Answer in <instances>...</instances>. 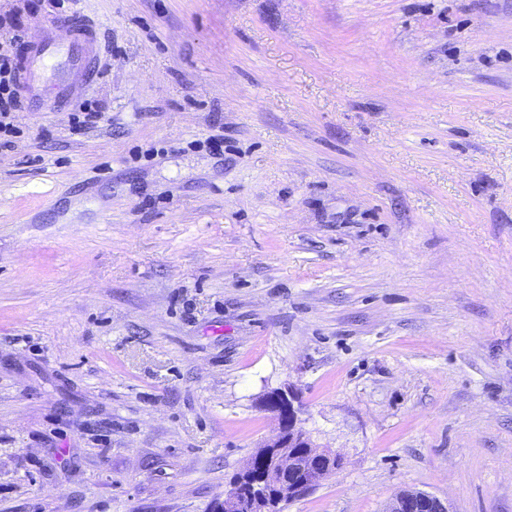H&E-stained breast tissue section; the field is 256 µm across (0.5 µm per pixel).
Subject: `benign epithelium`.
Instances as JSON below:
<instances>
[{"label":"benign epithelium","instance_id":"obj_1","mask_svg":"<svg viewBox=\"0 0 512 512\" xmlns=\"http://www.w3.org/2000/svg\"><path fill=\"white\" fill-rule=\"evenodd\" d=\"M260 407L278 421L277 434L261 445L266 471L248 488L235 483L224 492V512H271L276 500H296L314 489L340 466L335 452L313 445L302 427L303 408L290 386L264 395ZM289 448H306L304 458L287 453ZM386 512H450L448 504L423 491H403Z\"/></svg>","mask_w":512,"mask_h":512}]
</instances>
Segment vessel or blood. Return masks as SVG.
I'll list each match as a JSON object with an SVG mask.
<instances>
[{"mask_svg":"<svg viewBox=\"0 0 512 512\" xmlns=\"http://www.w3.org/2000/svg\"><path fill=\"white\" fill-rule=\"evenodd\" d=\"M99 34L93 22L75 12L63 31L46 30L24 40L18 78L30 105L44 95L65 103L75 98L97 76Z\"/></svg>","mask_w":512,"mask_h":512,"instance_id":"obj_1","label":"vessel or blood"}]
</instances>
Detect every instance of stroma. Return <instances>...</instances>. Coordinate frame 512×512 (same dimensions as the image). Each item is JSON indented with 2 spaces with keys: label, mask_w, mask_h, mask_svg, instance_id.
I'll use <instances>...</instances> for the list:
<instances>
[{
  "label": "stroma",
  "mask_w": 512,
  "mask_h": 512,
  "mask_svg": "<svg viewBox=\"0 0 512 512\" xmlns=\"http://www.w3.org/2000/svg\"><path fill=\"white\" fill-rule=\"evenodd\" d=\"M79 8L0 135V512H217L288 384L282 512H512V0H0ZM63 28L65 35L44 30L35 40H24L18 77L14 58L0 53V132L7 131L11 112L22 103L19 81L29 106H34L41 103L45 93L67 103L97 76L99 34L95 24L77 11ZM259 405L278 421L277 434L258 447L262 448L266 471L246 490L235 483L225 491L224 512H271L275 500L282 499L281 505L303 497L340 466L339 455L317 448L307 436L302 427V404L294 388L275 389L264 395ZM285 448H308V453L301 460ZM294 471L308 473L307 479L287 481L286 476ZM447 503L423 491L400 492L386 512H450Z\"/></svg>",
  "instance_id": "obj_1"
}]
</instances>
